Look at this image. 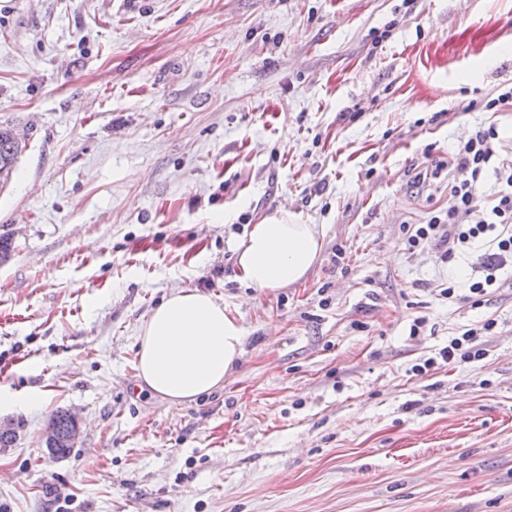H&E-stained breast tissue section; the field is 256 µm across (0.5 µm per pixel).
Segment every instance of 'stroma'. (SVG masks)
<instances>
[{
  "label": "stroma",
  "mask_w": 512,
  "mask_h": 512,
  "mask_svg": "<svg viewBox=\"0 0 512 512\" xmlns=\"http://www.w3.org/2000/svg\"><path fill=\"white\" fill-rule=\"evenodd\" d=\"M512 0H0V512H512V259L481 276L402 240L432 176L512 124ZM288 210L323 250L249 293L233 244ZM177 288L223 300L244 356L179 415L137 390V336ZM425 318L420 335L410 333ZM492 318L485 359L415 374ZM81 437L51 458L55 411ZM14 131L11 127L0 126V179L3 182L9 178L20 152Z\"/></svg>",
  "instance_id": "stroma-1"
}]
</instances>
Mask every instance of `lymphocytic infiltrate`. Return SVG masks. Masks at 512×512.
Listing matches in <instances>:
<instances>
[{"instance_id": "obj_1", "label": "lymphocytic infiltrate", "mask_w": 512, "mask_h": 512, "mask_svg": "<svg viewBox=\"0 0 512 512\" xmlns=\"http://www.w3.org/2000/svg\"><path fill=\"white\" fill-rule=\"evenodd\" d=\"M495 127L479 130L467 142L458 145L448 159V205L428 223L410 225L403 244L406 250L429 247L443 262L452 261L463 248L482 240L494 242L497 251L485 264L483 279L469 282L467 290L473 304H481L492 288L498 287V272L504 256H512V161L501 160L497 151ZM494 177L497 192L490 197L478 193L486 177ZM495 319H485L480 328L468 329L452 337L437 357L416 366L424 374L443 363L456 365L484 358L479 335H491Z\"/></svg>"}]
</instances>
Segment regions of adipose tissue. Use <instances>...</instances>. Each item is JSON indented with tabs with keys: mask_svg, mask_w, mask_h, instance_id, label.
Returning a JSON list of instances; mask_svg holds the SVG:
<instances>
[{
	"mask_svg": "<svg viewBox=\"0 0 512 512\" xmlns=\"http://www.w3.org/2000/svg\"><path fill=\"white\" fill-rule=\"evenodd\" d=\"M324 229L294 222L288 212L251 225L233 247L239 277L256 291L303 282L323 245ZM244 329L212 294L173 290L151 313L137 338L140 390L175 412L223 389L243 354Z\"/></svg>",
	"mask_w": 512,
	"mask_h": 512,
	"instance_id": "adipose-tissue-1",
	"label": "adipose tissue"
}]
</instances>
